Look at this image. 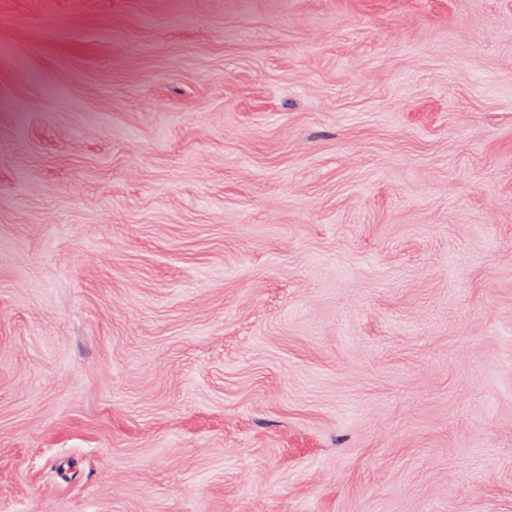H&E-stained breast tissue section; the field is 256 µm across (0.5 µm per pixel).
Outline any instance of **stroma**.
Listing matches in <instances>:
<instances>
[{
    "label": "stroma",
    "instance_id": "35a3bbf8",
    "mask_svg": "<svg viewBox=\"0 0 512 512\" xmlns=\"http://www.w3.org/2000/svg\"><path fill=\"white\" fill-rule=\"evenodd\" d=\"M0 512H512V0H0Z\"/></svg>",
    "mask_w": 512,
    "mask_h": 512
}]
</instances>
